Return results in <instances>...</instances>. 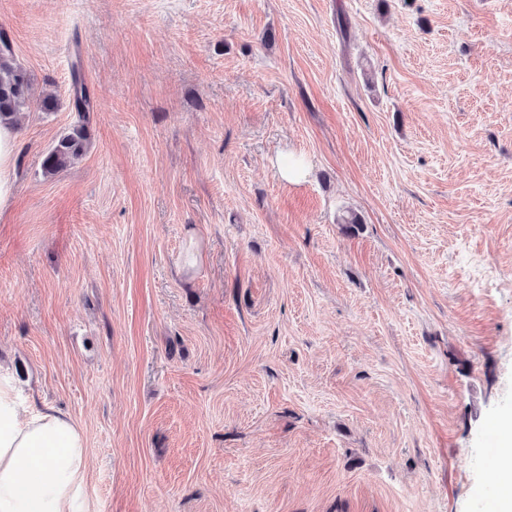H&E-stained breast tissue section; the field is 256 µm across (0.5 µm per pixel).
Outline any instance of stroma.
Listing matches in <instances>:
<instances>
[{
	"mask_svg": "<svg viewBox=\"0 0 512 512\" xmlns=\"http://www.w3.org/2000/svg\"><path fill=\"white\" fill-rule=\"evenodd\" d=\"M0 31L57 101L16 116L0 362L82 427L88 512H488L512 0H0ZM75 66L91 140L48 176Z\"/></svg>",
	"mask_w": 512,
	"mask_h": 512,
	"instance_id": "1",
	"label": "stroma"
}]
</instances>
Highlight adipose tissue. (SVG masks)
I'll use <instances>...</instances> for the list:
<instances>
[{
    "label": "adipose tissue",
    "instance_id": "1",
    "mask_svg": "<svg viewBox=\"0 0 512 512\" xmlns=\"http://www.w3.org/2000/svg\"><path fill=\"white\" fill-rule=\"evenodd\" d=\"M89 465L82 428L55 408L27 409L0 365V512H84Z\"/></svg>",
    "mask_w": 512,
    "mask_h": 512
}]
</instances>
